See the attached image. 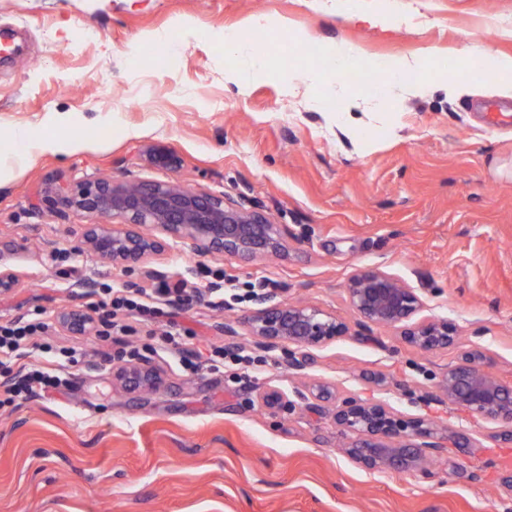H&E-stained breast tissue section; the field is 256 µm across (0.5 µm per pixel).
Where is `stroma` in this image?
Listing matches in <instances>:
<instances>
[{
  "instance_id": "35a3bbf8",
  "label": "stroma",
  "mask_w": 512,
  "mask_h": 512,
  "mask_svg": "<svg viewBox=\"0 0 512 512\" xmlns=\"http://www.w3.org/2000/svg\"><path fill=\"white\" fill-rule=\"evenodd\" d=\"M266 66L236 82L246 60L217 34L245 32ZM512 0H0V34L18 55L0 60V267L17 284L0 294V323L38 313L48 340L77 347L78 363L47 370L59 390L0 406V512H512V443L497 425L448 404L443 371L479 343L484 368L512 382V122L492 125L485 108L512 110L493 82L449 94L431 50L468 69L481 54L512 56ZM162 36L178 66L143 63ZM336 45L359 57L419 59L424 91L391 97L367 75L348 95L375 93L379 106L351 107L337 79L304 86L310 65L283 62L285 46ZM26 140H17L16 130ZM66 140L56 151L47 139ZM162 145L178 172L145 163ZM24 162H16L17 153ZM163 182L246 197L288 231V252L250 263L197 255L182 243L154 255L160 279L112 266L83 240L91 215L31 208L56 179ZM224 272V288L274 281L280 301H306L356 324L346 284L381 267L422 291L428 313L458 326L457 347L421 352L395 330L373 327L313 349L305 373L247 334L254 306L208 299L177 311L186 349L239 346L259 360L250 384L232 369L186 375L153 352L163 317L119 313L124 333L101 341L58 321L66 308L94 313L100 288H208L198 264ZM232 324L236 337L224 334ZM139 350L163 381L133 394L115 379L116 351ZM337 397L377 398L442 425L443 453L427 472L368 470L346 453L356 442L331 404L269 411V385L315 383Z\"/></svg>"
}]
</instances>
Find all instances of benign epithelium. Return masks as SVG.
Listing matches in <instances>:
<instances>
[{
	"label": "benign epithelium",
	"instance_id": "1",
	"mask_svg": "<svg viewBox=\"0 0 512 512\" xmlns=\"http://www.w3.org/2000/svg\"><path fill=\"white\" fill-rule=\"evenodd\" d=\"M145 162L175 169L180 157L170 150L149 147ZM41 201L64 212L91 213L99 221L89 225V248L117 266L136 267L165 249L190 241L201 255H218L243 261L287 250L288 231L244 198L191 191L176 182L127 183L97 180L71 187L56 182ZM151 227L152 233L144 231ZM346 294L361 327H390L403 342L424 351H439L458 344V329L444 316L425 315L419 289L381 270L365 269L348 280ZM61 323L74 333L91 328L92 319L81 311L64 312ZM249 335L266 350L288 352V367L303 372L311 367L307 350L351 335L349 325L315 305L257 298V308L247 321ZM476 349L461 353L439 381L452 404L487 420L512 425V382L504 383L482 369ZM131 391L153 389L161 383L156 367L148 362L129 363L115 373ZM325 390L305 395L269 386L261 394L269 410L292 408L296 401L317 407ZM334 419L343 430L362 437L347 449L356 463L381 471L419 472L424 461L441 451L433 441L439 429L421 416L404 418L385 401L361 402L346 398L336 403Z\"/></svg>",
	"mask_w": 512,
	"mask_h": 512
}]
</instances>
